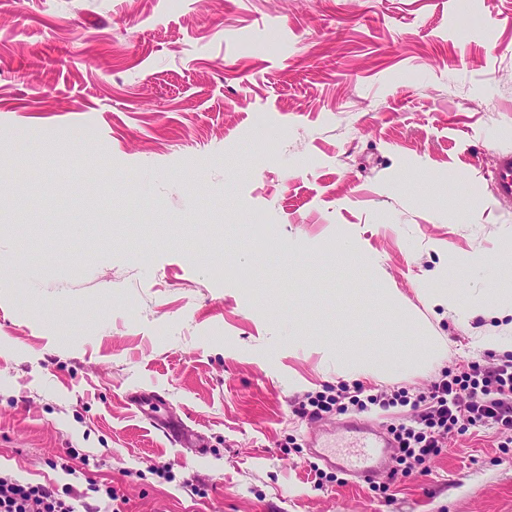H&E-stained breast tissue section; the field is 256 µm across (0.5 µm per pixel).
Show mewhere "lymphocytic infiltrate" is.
Masks as SVG:
<instances>
[{"instance_id":"lymphocytic-infiltrate-1","label":"lymphocytic infiltrate","mask_w":512,"mask_h":512,"mask_svg":"<svg viewBox=\"0 0 512 512\" xmlns=\"http://www.w3.org/2000/svg\"><path fill=\"white\" fill-rule=\"evenodd\" d=\"M351 405L386 411L395 405L411 406L410 423L391 427L400 461L425 467L446 447L447 435L466 426L512 431V358L498 363H468L457 374L448 373L426 391L409 394L350 396ZM0 512H101L88 504L87 495L72 487L31 485L0 477Z\"/></svg>"}]
</instances>
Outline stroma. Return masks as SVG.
I'll use <instances>...</instances> for the list:
<instances>
[{"mask_svg":"<svg viewBox=\"0 0 512 512\" xmlns=\"http://www.w3.org/2000/svg\"><path fill=\"white\" fill-rule=\"evenodd\" d=\"M506 151L512 0H0V474L121 512H512L508 434L339 484L311 437L412 410L294 412L512 336L429 300L512 277ZM395 331L445 350L389 381L321 350ZM494 194L499 202L512 203V153H502L498 157ZM453 283L448 282L446 288H435L431 293V300L436 306L445 307L447 310H460L461 288H454ZM341 398H345L343 395L336 392L335 395L326 394V392L317 393L316 396L308 397V403H300L299 407L295 409V412L301 417H307L309 420L321 419L325 414H328L336 407V412L343 410V404ZM307 405L311 408H308Z\"/></svg>","mask_w":512,"mask_h":512,"instance_id":"1","label":"stroma"}]
</instances>
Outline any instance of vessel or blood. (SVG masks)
<instances>
[{"mask_svg":"<svg viewBox=\"0 0 512 512\" xmlns=\"http://www.w3.org/2000/svg\"><path fill=\"white\" fill-rule=\"evenodd\" d=\"M494 194L499 202L512 203V153L498 157ZM342 431L350 447L349 452H338L335 437L326 431L311 441L315 457L361 480H373L393 446L392 440L374 426L357 421L345 423Z\"/></svg>","mask_w":512,"mask_h":512,"instance_id":"1","label":"vessel or blood"}]
</instances>
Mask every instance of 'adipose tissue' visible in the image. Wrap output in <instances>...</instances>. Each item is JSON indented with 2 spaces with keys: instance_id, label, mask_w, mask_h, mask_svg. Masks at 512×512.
<instances>
[{
  "instance_id": "obj_1",
  "label": "adipose tissue",
  "mask_w": 512,
  "mask_h": 512,
  "mask_svg": "<svg viewBox=\"0 0 512 512\" xmlns=\"http://www.w3.org/2000/svg\"><path fill=\"white\" fill-rule=\"evenodd\" d=\"M442 352L439 337H425L413 355H406L397 337H385L381 345L372 352L358 351L348 347L345 341H336L329 346L328 353L336 362L337 373L353 377H369L378 381L395 378L401 372L420 370Z\"/></svg>"
}]
</instances>
